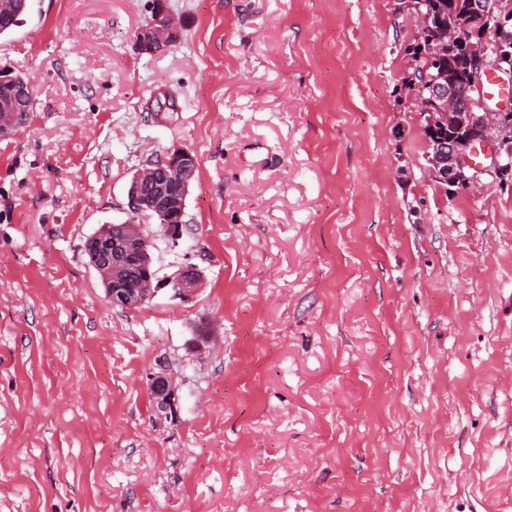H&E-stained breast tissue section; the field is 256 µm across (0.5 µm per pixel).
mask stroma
I'll return each mask as SVG.
<instances>
[{
  "mask_svg": "<svg viewBox=\"0 0 512 512\" xmlns=\"http://www.w3.org/2000/svg\"><path fill=\"white\" fill-rule=\"evenodd\" d=\"M30 0L0 69V512H512V185L447 194L398 0ZM196 160L159 276L82 251L147 161ZM172 399L158 408L153 377ZM177 38V22L158 4L147 24L137 31L135 43L141 53L155 54L168 49ZM0 71V107L14 109L16 112H33L34 98L31 88L27 84L28 78L20 74L24 78V82L16 79L1 78ZM31 86V85H30ZM168 285L173 296L182 302L193 300L205 285V273L198 265H191L176 271L169 277Z\"/></svg>",
  "mask_w": 512,
  "mask_h": 512,
  "instance_id": "stroma-1",
  "label": "stroma"
}]
</instances>
